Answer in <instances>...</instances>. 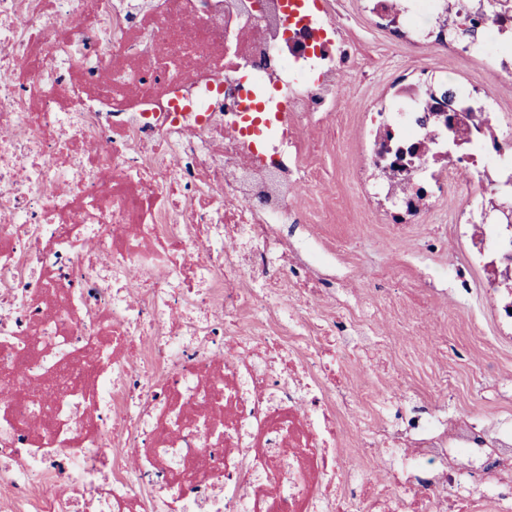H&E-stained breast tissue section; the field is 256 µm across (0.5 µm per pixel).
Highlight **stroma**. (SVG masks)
I'll return each instance as SVG.
<instances>
[{
  "label": "stroma",
  "instance_id": "1",
  "mask_svg": "<svg viewBox=\"0 0 512 512\" xmlns=\"http://www.w3.org/2000/svg\"><path fill=\"white\" fill-rule=\"evenodd\" d=\"M329 14L354 60L336 67L332 117L304 131L319 187L298 185L307 221L291 234L335 250L317 308L358 329L370 382L383 393L376 404L361 400L360 367L348 365V445L414 410L473 414L490 429H512V337L499 329L483 263L461 233L480 214L476 170L424 179L421 214L398 230L371 152L385 112L410 85L462 83L491 106L493 121L512 116V63L438 42L434 24L422 35L389 24L372 0H333ZM450 269L463 270L465 292L448 281Z\"/></svg>",
  "mask_w": 512,
  "mask_h": 512
}]
</instances>
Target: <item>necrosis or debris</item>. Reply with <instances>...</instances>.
<instances>
[{
  "instance_id": "4bbe7bcc",
  "label": "necrosis or debris",
  "mask_w": 512,
  "mask_h": 512,
  "mask_svg": "<svg viewBox=\"0 0 512 512\" xmlns=\"http://www.w3.org/2000/svg\"><path fill=\"white\" fill-rule=\"evenodd\" d=\"M329 0H0V502L9 512H512V433L414 414L395 490L342 448L289 241L336 105ZM512 0L467 46L506 52ZM304 49H286L282 31ZM393 105V139L426 130ZM277 168V187L266 169ZM83 493V508L64 491Z\"/></svg>"
}]
</instances>
